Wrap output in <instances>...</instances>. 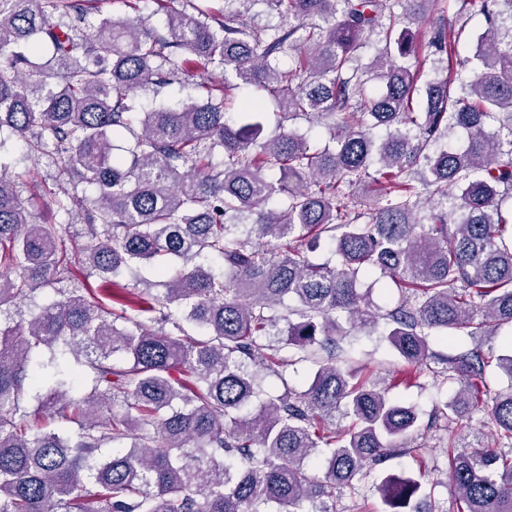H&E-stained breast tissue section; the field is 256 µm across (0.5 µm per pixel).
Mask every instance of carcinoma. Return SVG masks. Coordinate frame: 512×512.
<instances>
[{
  "mask_svg": "<svg viewBox=\"0 0 512 512\" xmlns=\"http://www.w3.org/2000/svg\"><path fill=\"white\" fill-rule=\"evenodd\" d=\"M88 2L0 0V130L51 153L73 186H96L59 205L81 215L79 261L111 298L59 288L29 321H0V512H336V494L412 449L421 428L386 378L350 367L353 331L381 319L408 367L457 384L428 425L443 423L454 449L458 512H512V384L492 395L486 381L492 365L512 381V340L483 350L512 337V0H462L484 19L478 69L422 86L419 45L400 24L427 20L436 0H187L164 33L140 0L93 18ZM257 4L280 22L247 23ZM431 44L455 49L443 23ZM194 75L178 106L133 112L138 93ZM299 119L324 125V143L310 145ZM456 127L463 148L448 145ZM323 241L332 267L314 258ZM150 262L160 294L137 275ZM70 265L60 225L35 220L0 168V316ZM373 273L398 291L381 316L360 288ZM460 331L470 346L433 348ZM59 344L76 349L89 391L57 370L29 373L32 347ZM287 346L312 363L310 383L254 406L265 376L289 365ZM30 388L56 427L30 420ZM484 408L492 442L461 443ZM421 488L391 475L378 490L386 512H434Z\"/></svg>",
  "mask_w": 512,
  "mask_h": 512,
  "instance_id": "obj_1",
  "label": "carcinoma"
}]
</instances>
